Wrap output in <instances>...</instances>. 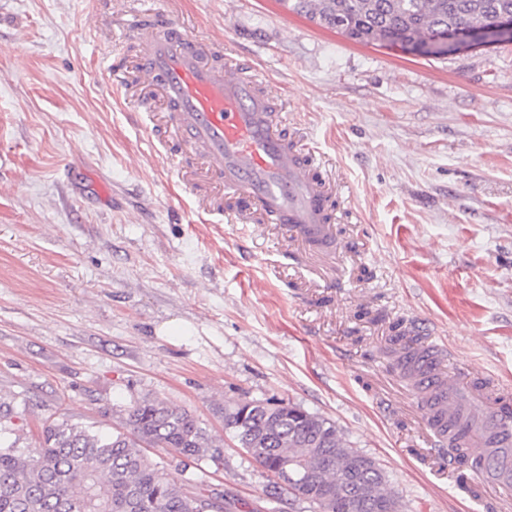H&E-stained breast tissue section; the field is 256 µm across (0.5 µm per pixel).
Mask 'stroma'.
Returning <instances> with one entry per match:
<instances>
[{"label": "stroma", "instance_id": "35a3bbf8", "mask_svg": "<svg viewBox=\"0 0 512 512\" xmlns=\"http://www.w3.org/2000/svg\"><path fill=\"white\" fill-rule=\"evenodd\" d=\"M154 2L266 76L351 215L329 255L199 217L135 103L89 76L121 0H0V397L20 446L158 398L219 443L203 478L236 512H303L224 430L225 405L278 399L333 420L403 512H483L422 464L450 450L389 338L425 323L458 386L512 380V44L434 58L279 0Z\"/></svg>", "mask_w": 512, "mask_h": 512}]
</instances>
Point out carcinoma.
<instances>
[{
	"label": "carcinoma",
	"instance_id": "carcinoma-1",
	"mask_svg": "<svg viewBox=\"0 0 512 512\" xmlns=\"http://www.w3.org/2000/svg\"><path fill=\"white\" fill-rule=\"evenodd\" d=\"M313 23L364 45L432 42L450 26L490 25L512 16V0H280ZM12 407L0 400V512H212L236 507L206 483L203 465L223 450L186 410L144 397L124 409L109 434L67 418L43 426L38 444L9 440ZM229 432L265 472L312 512H401L376 460L349 446L336 423L297 404L246 400L224 407ZM168 448L187 474L167 480L145 447Z\"/></svg>",
	"mask_w": 512,
	"mask_h": 512
}]
</instances>
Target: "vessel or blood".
<instances>
[{"label":"vessel or blood","mask_w":512,"mask_h":512,"mask_svg":"<svg viewBox=\"0 0 512 512\" xmlns=\"http://www.w3.org/2000/svg\"><path fill=\"white\" fill-rule=\"evenodd\" d=\"M114 37L135 40L140 51L131 92L162 145L179 148L178 175L199 212L234 224H277L303 243L331 246L336 232L330 204L338 187L313 164L315 150L296 140L286 109L250 64L224 57L219 41L189 36L171 14L129 0ZM419 337L413 386L428 394L430 426L438 441L451 435L455 384L440 372L443 348ZM468 404L479 431L470 469L498 478L512 474V386L474 374Z\"/></svg>","instance_id":"1"}]
</instances>
